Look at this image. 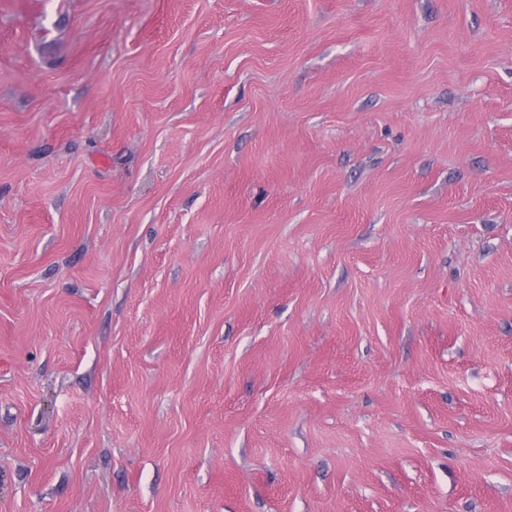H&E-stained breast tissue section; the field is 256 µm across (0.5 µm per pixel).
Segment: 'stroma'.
I'll use <instances>...</instances> for the list:
<instances>
[{
  "mask_svg": "<svg viewBox=\"0 0 512 512\" xmlns=\"http://www.w3.org/2000/svg\"><path fill=\"white\" fill-rule=\"evenodd\" d=\"M0 512H512V0H0Z\"/></svg>",
  "mask_w": 512,
  "mask_h": 512,
  "instance_id": "obj_1",
  "label": "stroma"
}]
</instances>
